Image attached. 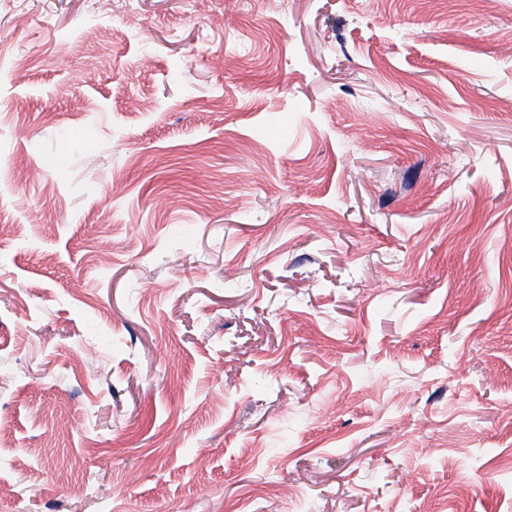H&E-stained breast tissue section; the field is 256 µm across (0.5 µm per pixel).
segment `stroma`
<instances>
[{
	"mask_svg": "<svg viewBox=\"0 0 512 512\" xmlns=\"http://www.w3.org/2000/svg\"><path fill=\"white\" fill-rule=\"evenodd\" d=\"M510 44L512 0H0V512H512Z\"/></svg>",
	"mask_w": 512,
	"mask_h": 512,
	"instance_id": "35a3bbf8",
	"label": "stroma"
}]
</instances>
